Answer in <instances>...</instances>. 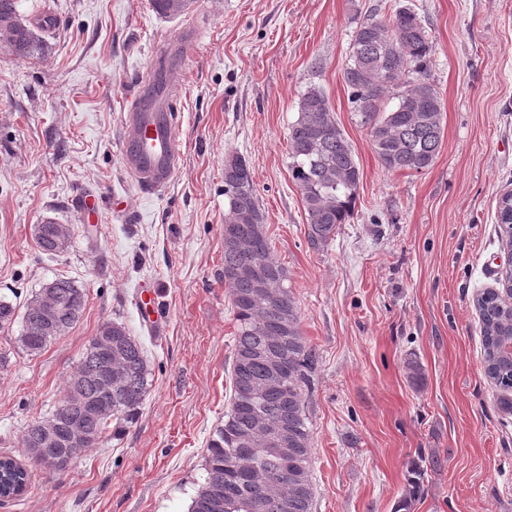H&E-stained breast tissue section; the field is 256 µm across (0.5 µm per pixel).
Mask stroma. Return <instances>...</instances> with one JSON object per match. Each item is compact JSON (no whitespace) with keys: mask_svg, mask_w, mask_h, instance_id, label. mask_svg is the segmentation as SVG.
<instances>
[{"mask_svg":"<svg viewBox=\"0 0 512 512\" xmlns=\"http://www.w3.org/2000/svg\"><path fill=\"white\" fill-rule=\"evenodd\" d=\"M43 14L38 54L0 47V301L23 310L58 276L83 288L80 321L39 353L20 320L0 326V453L25 459V427L46 416L89 339L120 320L143 343L153 385L122 435L66 472L32 467L0 512H188L208 441L229 407L236 323L224 284V162L251 170L274 257L288 271L315 354L306 412L313 512H512V414L482 368L475 295L505 254L497 200L512 189V0H18ZM413 8L434 45L443 143L421 173L389 172L357 123L342 79L370 12ZM192 59L172 73L181 158L164 188L126 171L122 117L155 52L181 30ZM324 89L362 170L354 213L320 249L307 239L288 167L300 95ZM99 201L98 223L79 205ZM69 225L48 255L34 227ZM157 286L159 322L135 301ZM423 379L412 383L406 363ZM437 458L420 494L407 471ZM138 312L139 316L147 325H152L157 320V308L155 305V289L151 282H145L140 287Z\"/></svg>","mask_w":512,"mask_h":512,"instance_id":"1","label":"stroma"}]
</instances>
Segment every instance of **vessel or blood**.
<instances>
[{"label": "vessel or blood", "mask_w": 512, "mask_h": 512, "mask_svg": "<svg viewBox=\"0 0 512 512\" xmlns=\"http://www.w3.org/2000/svg\"><path fill=\"white\" fill-rule=\"evenodd\" d=\"M196 45L193 30L184 31L177 40L166 46L164 52L178 60H187ZM169 91H151L139 86L135 104L124 116L126 137L123 158L127 171L145 189L155 191L169 184L179 166L180 149L176 138L174 117L167 100ZM139 316L145 324L157 320L155 289L152 283H143L140 289Z\"/></svg>", "instance_id": "1"}]
</instances>
